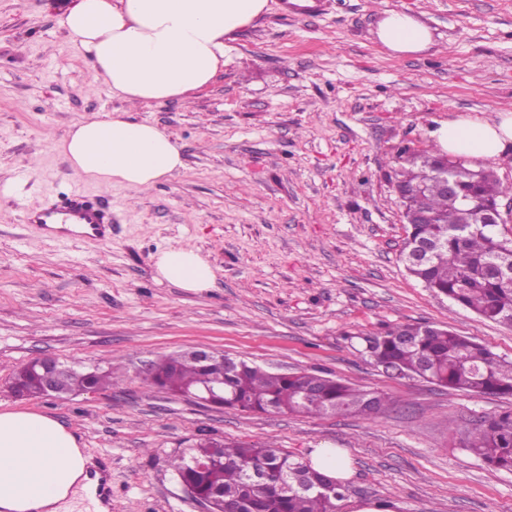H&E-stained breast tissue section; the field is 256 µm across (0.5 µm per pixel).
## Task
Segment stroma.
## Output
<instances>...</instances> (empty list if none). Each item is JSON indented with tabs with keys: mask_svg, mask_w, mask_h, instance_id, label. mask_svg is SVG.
<instances>
[{
	"mask_svg": "<svg viewBox=\"0 0 512 512\" xmlns=\"http://www.w3.org/2000/svg\"><path fill=\"white\" fill-rule=\"evenodd\" d=\"M66 0H0V409L49 415L91 455L110 512H203L172 460L202 435L310 460L345 449L336 512H512V472L462 446L512 396L451 391L364 361L354 333L427 324L512 361V327L481 319L411 277L393 170L458 113L512 110V0H269L236 34L222 71L188 102L133 109L178 142L184 168L133 195L101 190L57 150L80 120L124 109L93 85L56 17ZM433 33L394 57L387 12ZM77 186L103 195L112 239H55L23 208ZM200 249L212 288L157 280L154 255ZM210 348L280 374L327 373L382 394L378 414L311 416L201 406L142 379L158 356ZM49 355L112 370L95 395L15 398L14 370Z\"/></svg>",
	"mask_w": 512,
	"mask_h": 512,
	"instance_id": "obj_1",
	"label": "stroma"
}]
</instances>
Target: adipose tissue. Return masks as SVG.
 I'll list each match as a JSON object with an SVG mask.
<instances>
[{
    "instance_id": "obj_1",
    "label": "adipose tissue",
    "mask_w": 512,
    "mask_h": 512,
    "mask_svg": "<svg viewBox=\"0 0 512 512\" xmlns=\"http://www.w3.org/2000/svg\"><path fill=\"white\" fill-rule=\"evenodd\" d=\"M269 9L268 0H72L57 24L83 50L93 71L125 109L75 123L57 142L73 168L100 187L138 192L177 175V143L158 125L138 121L129 106L184 100L223 70L228 43ZM377 39L393 55L416 54L433 42L418 18L393 10ZM432 137L440 152L470 162L512 154V110L441 121ZM159 280L187 291L210 288L214 269L199 249L158 252ZM77 436L56 419L28 410L0 411V512H60L77 490L94 487Z\"/></svg>"
}]
</instances>
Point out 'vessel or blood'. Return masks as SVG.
Wrapping results in <instances>:
<instances>
[{"mask_svg": "<svg viewBox=\"0 0 512 512\" xmlns=\"http://www.w3.org/2000/svg\"><path fill=\"white\" fill-rule=\"evenodd\" d=\"M24 221L52 238L64 236L68 224L86 225L89 236L100 241L109 239L112 230L111 211L80 188L48 200L41 207L25 209Z\"/></svg>", "mask_w": 512, "mask_h": 512, "instance_id": "b4317fda", "label": "vessel or blood"}]
</instances>
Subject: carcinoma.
<instances>
[{"mask_svg": "<svg viewBox=\"0 0 512 512\" xmlns=\"http://www.w3.org/2000/svg\"><path fill=\"white\" fill-rule=\"evenodd\" d=\"M439 151L402 153L395 180L415 186L406 203L410 210L436 215L435 224L415 225V234L437 240L430 260L408 272L431 291L443 294L480 318L512 327V277L500 274L512 239L497 226L476 223L475 213L448 203L433 184ZM359 353L376 367L392 365L399 374L420 377L450 390L478 395L512 396V364L487 347L452 330L420 324L389 326L361 337ZM147 389L219 386L223 407L251 412H288L321 416L359 414L385 409L387 397L318 374H275L236 360L200 363L183 353L162 356L143 378ZM110 372L72 368L58 374L56 396L112 387ZM18 396L41 397L45 387L35 366H20L13 376ZM463 447L483 463L512 472V412L483 418L468 432ZM182 483L213 501V512H335L343 485L313 470L288 452L258 442L202 439L190 457L174 458Z\"/></svg>", "mask_w": 512, "mask_h": 512, "instance_id": "cac0c4a2", "label": "carcinoma"}]
</instances>
